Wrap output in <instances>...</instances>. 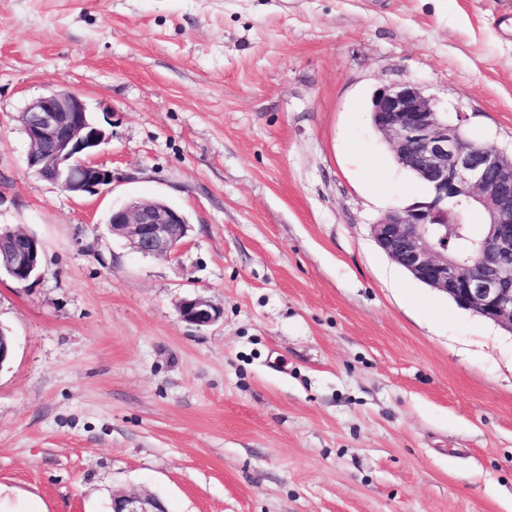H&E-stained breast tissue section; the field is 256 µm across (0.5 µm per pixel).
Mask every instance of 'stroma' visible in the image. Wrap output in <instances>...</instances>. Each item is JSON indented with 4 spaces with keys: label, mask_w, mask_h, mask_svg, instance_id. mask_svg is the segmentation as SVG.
Segmentation results:
<instances>
[{
    "label": "stroma",
    "mask_w": 512,
    "mask_h": 512,
    "mask_svg": "<svg viewBox=\"0 0 512 512\" xmlns=\"http://www.w3.org/2000/svg\"><path fill=\"white\" fill-rule=\"evenodd\" d=\"M410 83L512 149V0H0V484L47 512H512V333L415 280L370 226L422 199L371 123ZM80 92L111 189L30 172L17 120ZM179 207L176 257L113 237ZM222 310L196 328L181 298ZM112 236L128 242L144 257L175 256L190 231L186 215L162 199H133L112 210L107 223ZM6 268L13 280L26 283L40 272L41 243L20 228L0 234V268ZM113 512H166L160 502L151 495H119L112 497Z\"/></svg>",
    "instance_id": "stroma-1"
}]
</instances>
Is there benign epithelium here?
I'll return each mask as SVG.
<instances>
[{
	"label": "benign epithelium",
	"instance_id": "benign-epithelium-1",
	"mask_svg": "<svg viewBox=\"0 0 512 512\" xmlns=\"http://www.w3.org/2000/svg\"><path fill=\"white\" fill-rule=\"evenodd\" d=\"M371 121L402 168L422 180L428 196L390 211L370 225L377 246L416 280L446 294L512 333V152L468 140L461 125L448 121L429 97L412 85L379 89ZM28 139L27 165L35 175L74 195H96L112 185V169L92 161L109 140L84 100L72 91H52L17 117ZM471 210L483 214L475 260L456 256L450 232ZM112 235L144 257L175 256L190 231L186 215L162 199H133L112 211ZM26 283L40 272L41 243L33 234H0V268ZM180 318L202 328L221 316L201 295L183 298ZM112 512H164L151 495L112 498Z\"/></svg>",
	"mask_w": 512,
	"mask_h": 512
}]
</instances>
